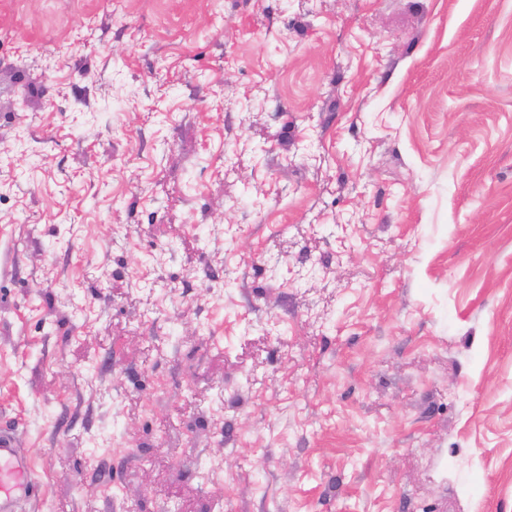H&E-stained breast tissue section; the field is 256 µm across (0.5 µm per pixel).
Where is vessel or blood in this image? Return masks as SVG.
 Instances as JSON below:
<instances>
[{
    "mask_svg": "<svg viewBox=\"0 0 512 512\" xmlns=\"http://www.w3.org/2000/svg\"><path fill=\"white\" fill-rule=\"evenodd\" d=\"M33 491L30 465L18 451L16 433L0 427V512H19Z\"/></svg>",
    "mask_w": 512,
    "mask_h": 512,
    "instance_id": "vessel-or-blood-1",
    "label": "vessel or blood"
}]
</instances>
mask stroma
Listing matches in <instances>:
<instances>
[{
    "label": "stroma",
    "instance_id": "stroma-1",
    "mask_svg": "<svg viewBox=\"0 0 512 512\" xmlns=\"http://www.w3.org/2000/svg\"><path fill=\"white\" fill-rule=\"evenodd\" d=\"M23 512H512V0H0Z\"/></svg>",
    "mask_w": 512,
    "mask_h": 512
}]
</instances>
